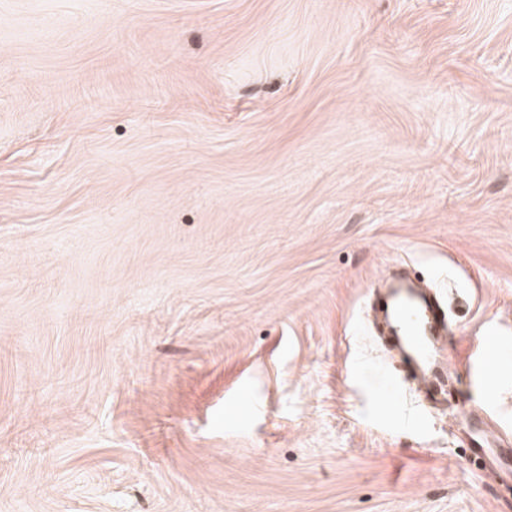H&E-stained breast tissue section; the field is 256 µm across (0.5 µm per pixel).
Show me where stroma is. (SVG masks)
<instances>
[{
  "label": "stroma",
  "instance_id": "1",
  "mask_svg": "<svg viewBox=\"0 0 512 512\" xmlns=\"http://www.w3.org/2000/svg\"><path fill=\"white\" fill-rule=\"evenodd\" d=\"M452 313L447 403L367 316ZM512 0H0V512H512ZM488 445L489 441L486 437H475L470 441L468 450L471 455L484 457L488 456L491 449H495L497 452L493 454V459L497 460L502 465H508L509 461L512 460V448H488Z\"/></svg>",
  "mask_w": 512,
  "mask_h": 512
}]
</instances>
